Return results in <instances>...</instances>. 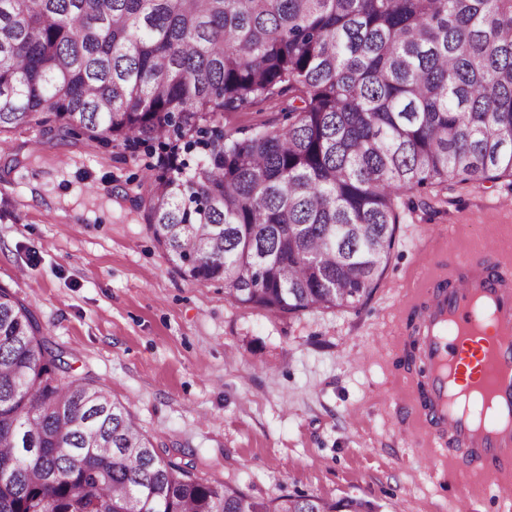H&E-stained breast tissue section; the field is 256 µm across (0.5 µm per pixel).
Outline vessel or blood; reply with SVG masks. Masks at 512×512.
Instances as JSON below:
<instances>
[{
	"label": "vessel or blood",
	"instance_id": "1",
	"mask_svg": "<svg viewBox=\"0 0 512 512\" xmlns=\"http://www.w3.org/2000/svg\"><path fill=\"white\" fill-rule=\"evenodd\" d=\"M414 412L472 482L512 479V267L459 259L416 310Z\"/></svg>",
	"mask_w": 512,
	"mask_h": 512
}]
</instances>
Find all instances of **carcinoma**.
<instances>
[{
  "label": "carcinoma",
  "mask_w": 512,
  "mask_h": 512,
  "mask_svg": "<svg viewBox=\"0 0 512 512\" xmlns=\"http://www.w3.org/2000/svg\"><path fill=\"white\" fill-rule=\"evenodd\" d=\"M286 92L287 125L224 129ZM25 125L158 144L136 204L184 278L355 307L410 194L512 177V0H0V134ZM69 369L0 285V512H378L203 480Z\"/></svg>",
  "instance_id": "1"
}]
</instances>
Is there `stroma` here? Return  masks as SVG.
<instances>
[{"label": "stroma", "mask_w": 512, "mask_h": 512, "mask_svg": "<svg viewBox=\"0 0 512 512\" xmlns=\"http://www.w3.org/2000/svg\"><path fill=\"white\" fill-rule=\"evenodd\" d=\"M289 97L225 113L228 130L285 125ZM0 285L30 306L74 376L125 404L160 454L214 484L273 499L363 498L381 512H501L508 493L465 488L457 453L413 413L409 340L417 289L435 262L512 261V179L422 191L404 210L372 298L276 316L220 283L182 277L134 197L158 148L5 133Z\"/></svg>", "instance_id": "1"}]
</instances>
